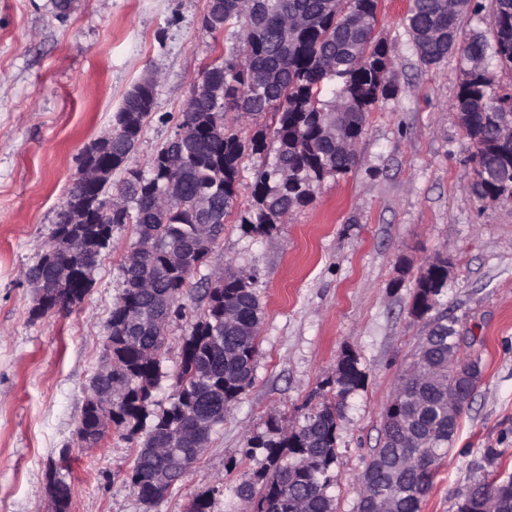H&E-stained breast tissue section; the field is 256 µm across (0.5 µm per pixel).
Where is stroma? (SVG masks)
Wrapping results in <instances>:
<instances>
[{"mask_svg": "<svg viewBox=\"0 0 512 512\" xmlns=\"http://www.w3.org/2000/svg\"><path fill=\"white\" fill-rule=\"evenodd\" d=\"M208 0H72L58 19L54 0H0V512H52L49 463L68 449L70 512H186L212 496V512H253L236 487L264 464L244 458L247 438L270 419L297 429L309 399L332 397L336 365L353 349L365 374L336 431V512H356V476L381 435L394 384L428 332L411 316L422 265L452 263L434 311L457 318L465 352L482 377L460 416L421 512H457L468 486L512 476V204L480 201L471 190L473 148L452 104L460 54L427 66L405 25L409 0H380L377 33L394 58V97L369 112L362 164L326 177L307 206L265 234L245 231L246 157L235 207L193 290L170 321L150 412L165 407L181 346L202 308L198 292L226 262L254 275L262 306L253 382L214 427L189 472L157 504L125 481L135 445L112 432L98 447L75 430L103 360L120 267L135 242L115 227L94 282L66 315L30 314L35 292L24 274L49 242L56 212L78 174L84 148L109 129L124 94L148 72L160 75L155 104L131 166L143 169L170 138L214 42L200 26Z\"/></svg>", "mask_w": 512, "mask_h": 512, "instance_id": "obj_1", "label": "stroma"}]
</instances>
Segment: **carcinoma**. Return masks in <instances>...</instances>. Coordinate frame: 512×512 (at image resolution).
Here are the masks:
<instances>
[{
	"label": "carcinoma",
	"instance_id": "cac0c4a2",
	"mask_svg": "<svg viewBox=\"0 0 512 512\" xmlns=\"http://www.w3.org/2000/svg\"><path fill=\"white\" fill-rule=\"evenodd\" d=\"M465 0H411L406 25L422 63L437 65L448 58L459 38V17L468 9ZM241 0L209 3L214 35L241 24ZM379 0H252L249 22L243 26L239 44L224 47L223 62L203 70L213 94L190 101L178 125L197 132L184 142L167 141L149 163V174L128 167L145 120L154 106L157 82L141 79L125 96L113 117L122 132L108 141L95 139L85 149L81 165L105 169L103 180L70 193L68 207L56 213L52 237L71 244L65 262L77 278L69 286L74 299L82 301L93 283L96 264L88 252L112 245L113 228L135 225L137 237L152 241L145 263L129 270L121 267L123 290L110 318L112 372L95 374L91 388L104 393L114 383L123 390L112 401L115 429L132 441L147 418H152L146 439L137 448L126 482L144 497L150 495L155 478L176 467L173 456L157 449L168 443L176 428L193 417L203 416L215 424L252 384L259 353L262 308L251 278L224 266L223 287L204 291L203 315L182 344L177 389L168 406L152 415V391L160 383L167 324L153 322L136 332L137 344L122 338L118 325L124 318L120 302L151 313L155 300L165 296L179 304L190 287L193 271L203 265L214 243L200 244L193 238L200 216L195 200L212 199L220 216L229 214L237 199L242 160L249 154L263 155L273 148L272 161L254 169L250 203L241 223L254 233H267L285 224L291 213L309 204L308 189L326 176L346 174L358 165V152H346L322 137V128L332 125L350 139L359 140L366 114L379 99L397 94L386 81L394 66L388 43L375 35ZM492 40L479 36L466 43L465 66L478 60L482 66L461 80L452 109L461 118L474 151L471 161L481 171L473 190L483 201L512 203V142L498 139V122L512 117V93L490 91L492 77L487 60L493 58L512 69V0H492ZM233 112L243 124H254L250 138L226 129L224 115ZM272 124L257 125L263 116ZM125 178L119 190L127 195L124 210L107 215L104 202L112 195V171ZM174 182L176 206L161 210L151 198ZM417 280L411 306L438 295L448 281V259L434 258ZM57 258L41 257L37 269L48 282L56 278ZM431 348L413 353L409 368L397 380L393 402L384 414L383 433L366 471L369 483L358 476L357 512H379L378 499L394 500L396 512H421L436 465L453 445L458 417L448 418V401L461 413L471 399L481 371L467 383L458 374L469 368L468 358L448 359V317L431 321ZM364 373L356 354L339 360L336 392L332 399L310 407L304 423L284 435L279 422L268 423V435L247 439L243 453L264 455V466L236 489L245 499L258 497L255 512H335L327 490L336 481V430L347 397L362 387ZM65 467L56 471L60 498L55 512H69V485ZM494 481L484 479L464 496L457 512H479V497L495 493Z\"/></svg>",
	"mask_w": 512,
	"mask_h": 512
}]
</instances>
